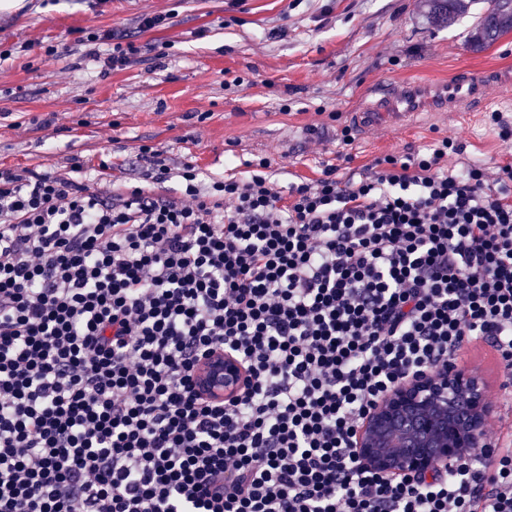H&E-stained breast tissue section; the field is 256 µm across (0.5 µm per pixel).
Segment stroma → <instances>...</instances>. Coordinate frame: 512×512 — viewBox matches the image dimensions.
<instances>
[{
    "label": "stroma",
    "instance_id": "35a3bbf8",
    "mask_svg": "<svg viewBox=\"0 0 512 512\" xmlns=\"http://www.w3.org/2000/svg\"><path fill=\"white\" fill-rule=\"evenodd\" d=\"M158 14L165 26L141 29L143 16ZM474 24L431 23L423 0H0V46L14 50L0 61V170L178 190L175 177L142 182L137 155L149 145L174 173L194 163L206 185L247 178L248 162L268 157L284 195L327 166L341 180L366 176L376 158L440 136L463 147L449 164L512 163V142L485 112L425 109L405 125L355 127V111L381 83H442L463 65L499 97L502 78H512V32L475 51L466 44ZM89 28L142 51L109 68L107 46L82 44ZM48 45L61 56L46 55ZM345 124L354 128L347 147Z\"/></svg>",
    "mask_w": 512,
    "mask_h": 512
}]
</instances>
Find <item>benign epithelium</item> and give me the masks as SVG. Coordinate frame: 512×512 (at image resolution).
Segmentation results:
<instances>
[{
  "mask_svg": "<svg viewBox=\"0 0 512 512\" xmlns=\"http://www.w3.org/2000/svg\"><path fill=\"white\" fill-rule=\"evenodd\" d=\"M245 375L243 363L224 351V399L235 397ZM494 412L484 378L450 362L391 385L360 424L356 452L385 477L443 473L478 447Z\"/></svg>",
  "mask_w": 512,
  "mask_h": 512,
  "instance_id": "obj_1",
  "label": "benign epithelium"
}]
</instances>
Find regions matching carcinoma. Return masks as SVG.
<instances>
[{"label":"carcinoma","mask_w":512,"mask_h":512,"mask_svg":"<svg viewBox=\"0 0 512 512\" xmlns=\"http://www.w3.org/2000/svg\"><path fill=\"white\" fill-rule=\"evenodd\" d=\"M433 16L448 25L467 13L471 5L484 3L479 23L470 36L471 47L484 49L512 28V0H426Z\"/></svg>","instance_id":"cac0c4a2"}]
</instances>
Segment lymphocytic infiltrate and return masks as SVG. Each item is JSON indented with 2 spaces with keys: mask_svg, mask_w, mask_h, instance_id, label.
I'll return each mask as SVG.
<instances>
[{
  "mask_svg": "<svg viewBox=\"0 0 512 512\" xmlns=\"http://www.w3.org/2000/svg\"><path fill=\"white\" fill-rule=\"evenodd\" d=\"M463 148L102 194L0 171V512H512V446L387 478L354 442L402 376L484 342L512 372V164ZM246 367L233 401L195 371Z\"/></svg>",
  "mask_w": 512,
  "mask_h": 512,
  "instance_id": "lymphocytic-infiltrate-1",
  "label": "lymphocytic infiltrate"
}]
</instances>
